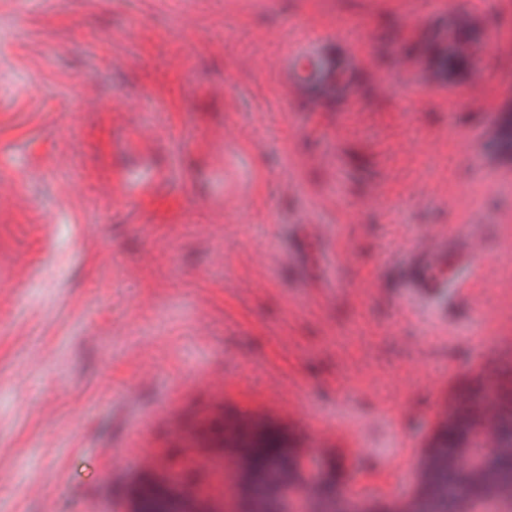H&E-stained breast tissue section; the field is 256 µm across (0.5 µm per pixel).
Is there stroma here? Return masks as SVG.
I'll return each instance as SVG.
<instances>
[{
  "mask_svg": "<svg viewBox=\"0 0 512 512\" xmlns=\"http://www.w3.org/2000/svg\"><path fill=\"white\" fill-rule=\"evenodd\" d=\"M224 2L0 0V169L20 178L0 203L6 510L86 512L138 475L220 492L224 417L260 404L362 428L344 498L368 467L405 476L434 378L491 349L489 375L512 378V179L458 146L512 101V0H479L460 29L500 40L478 50L486 104L458 111L427 71L466 0H409L412 28L365 0ZM314 31L367 56L351 95L293 98L282 72L255 69ZM230 123L268 174L238 202L224 198ZM452 225L480 241L481 280L444 318L400 303L409 252ZM215 371L226 392L196 385ZM170 397L177 417L144 437L156 463L113 456Z\"/></svg>",
  "mask_w": 512,
  "mask_h": 512,
  "instance_id": "obj_1",
  "label": "stroma"
}]
</instances>
